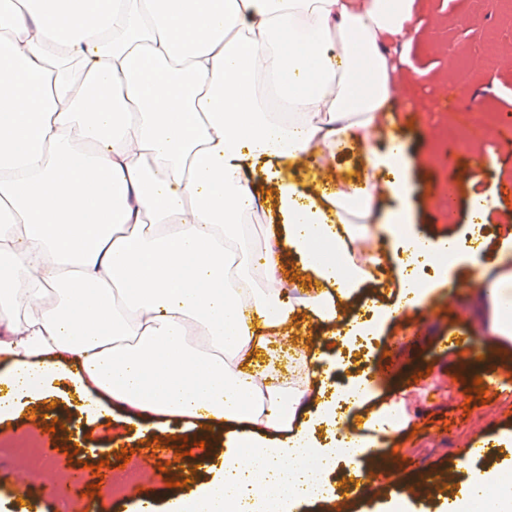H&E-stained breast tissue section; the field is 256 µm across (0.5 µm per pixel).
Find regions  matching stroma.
<instances>
[{"label": "stroma", "instance_id": "stroma-1", "mask_svg": "<svg viewBox=\"0 0 512 512\" xmlns=\"http://www.w3.org/2000/svg\"><path fill=\"white\" fill-rule=\"evenodd\" d=\"M474 0H419V28L412 49L398 74L406 81L405 93L390 105L384 131H395L407 144L406 201L383 196L377 219L406 206L418 231L438 237L470 235L473 231L470 198L480 192L492 197L496 206L488 217L496 243L512 225V197L503 196L501 185H512V0H485L477 34L462 31L459 21L472 15ZM431 70L433 78L415 82V72ZM480 120L485 128L481 141L466 143L463 125ZM495 155L498 165L478 182L469 175L479 157ZM457 191L454 211H447L444 194ZM493 278L494 268L478 269L464 262L448 277L439 279L419 312L389 324L368 346L354 350L335 345L327 362V386L343 388L360 378L372 380L379 401H403L409 417L407 427L383 438L379 453L399 455L404 463L392 466L384 479L383 493L361 510V494L350 480L352 469H369L368 458L354 464H339L329 476L334 493L351 512H385L393 500H404L408 512H447L448 482L467 480L483 470L512 469V344H497L488 331L487 301L473 280L477 273ZM463 329L468 349L463 353L442 352L443 337ZM394 351L390 374L380 366L386 351ZM496 362L489 399H468L472 371L484 361ZM65 383L56 384L48 400L27 405L13 418L0 421V438L28 431L32 420L44 429L40 440L76 452L68 463L70 493L51 498L43 493L49 485L48 469L33 470L11 463L0 465V512H65L78 501L87 512H136V499L149 493L156 500L168 495H189L196 485L209 480L208 465L214 453L234 449L244 427L225 424L214 429L210 441L198 446L202 424L175 422V435L165 438L159 453H152L141 430L148 416L113 404L109 415L83 421L71 401ZM56 423L54 432L46 424ZM192 442L191 455L176 457L183 442ZM132 452L133 464L144 469L146 481L131 485L118 500L107 493L91 497L88 485L96 483L93 465L100 474L112 476L120 461L113 457V443ZM486 445L487 459L466 458L471 445ZM417 476L430 483L429 491L403 497L399 486Z\"/></svg>", "mask_w": 512, "mask_h": 512}]
</instances>
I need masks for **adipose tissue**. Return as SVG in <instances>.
Listing matches in <instances>:
<instances>
[{
    "instance_id": "obj_1",
    "label": "adipose tissue",
    "mask_w": 512,
    "mask_h": 512,
    "mask_svg": "<svg viewBox=\"0 0 512 512\" xmlns=\"http://www.w3.org/2000/svg\"><path fill=\"white\" fill-rule=\"evenodd\" d=\"M416 0H0V416L57 379L87 417L96 391L133 410L205 424L249 425L242 450L212 464L193 512H296L335 502L327 473L406 426L393 403L367 436L317 444L305 395L323 354L254 370L300 318L373 336L420 310L431 289L411 261L462 250L496 267L491 330L512 341V231L495 253L410 228L406 212L373 216L404 195L406 146H374L400 93L391 44H409ZM73 32L53 39L56 25ZM262 78L286 109L272 111ZM360 150L356 183L293 179L343 149ZM269 189L282 231L249 235ZM397 254L373 245L375 234ZM294 252L322 284L292 297ZM392 280L376 281L384 262ZM390 302L348 315L368 283ZM319 465L304 467L306 459ZM501 472L469 476L449 512H512Z\"/></svg>"
}]
</instances>
